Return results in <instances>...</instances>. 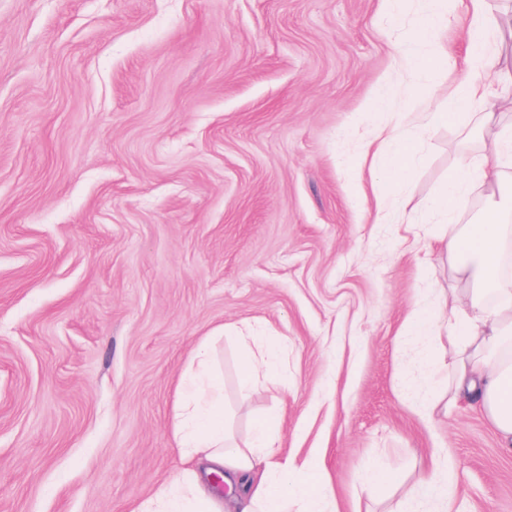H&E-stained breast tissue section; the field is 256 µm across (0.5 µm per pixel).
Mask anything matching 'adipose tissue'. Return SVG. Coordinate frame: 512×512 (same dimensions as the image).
Masks as SVG:
<instances>
[{
  "label": "adipose tissue",
  "mask_w": 512,
  "mask_h": 512,
  "mask_svg": "<svg viewBox=\"0 0 512 512\" xmlns=\"http://www.w3.org/2000/svg\"><path fill=\"white\" fill-rule=\"evenodd\" d=\"M428 23L416 37L418 44L438 53L436 27L464 14L470 41V61L479 69H492L486 50L487 36L512 31V13L487 8L486 0H425ZM512 90L499 79L487 84L458 86L454 101L467 112V120L491 123L501 98ZM480 112H471L472 104ZM512 158V134L495 143L483 156L480 170L460 162L440 189L438 209L456 207L464 187L479 179L500 182L503 163ZM504 207L490 206L481 223L465 228L448 223L426 239L425 254L438 252L460 259L459 270L471 280L470 288L454 296L447 306L409 312L410 335L423 342L444 335L451 361L432 363L434 381L448 384V406L467 400L480 406L504 446H512V276L498 263L512 249V225L503 223ZM215 337L198 344L176 387L172 433L182 467L135 512H337L332 484L316 480V458L295 464L280 458L276 445L279 415L257 425L247 444H240L224 417V386L214 361ZM243 370L242 388H249L261 373L274 368L277 346L268 336L237 338ZM453 466L433 455L429 468L419 471L406 489L397 512H452L459 489ZM220 474L228 488L236 489L231 506H224L208 479Z\"/></svg>",
  "instance_id": "obj_1"
}]
</instances>
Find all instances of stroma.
Returning <instances> with one entry per match:
<instances>
[{
    "mask_svg": "<svg viewBox=\"0 0 512 512\" xmlns=\"http://www.w3.org/2000/svg\"><path fill=\"white\" fill-rule=\"evenodd\" d=\"M420 0H0V512H132L181 466L174 389L214 336L240 436L283 409L282 454L317 456L339 512H392L441 449L458 512H512V449L437 387L402 333L467 282L406 227L485 141L450 95L482 79L461 24L401 81ZM400 81L398 94L379 98ZM396 112L447 114L418 140ZM407 178L353 186L375 127ZM386 203L391 217L371 213ZM279 370L238 394L237 335ZM390 472L365 493V466Z\"/></svg>",
    "mask_w": 512,
    "mask_h": 512,
    "instance_id": "obj_1",
    "label": "stroma"
}]
</instances>
